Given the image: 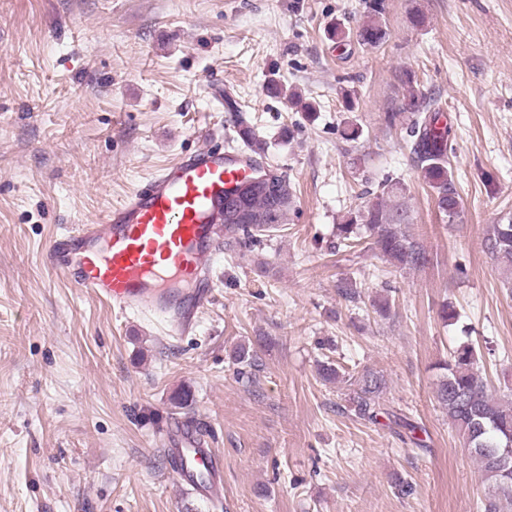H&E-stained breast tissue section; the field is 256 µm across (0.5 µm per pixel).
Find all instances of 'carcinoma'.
I'll use <instances>...</instances> for the list:
<instances>
[{"label":"carcinoma","instance_id":"1","mask_svg":"<svg viewBox=\"0 0 512 512\" xmlns=\"http://www.w3.org/2000/svg\"><path fill=\"white\" fill-rule=\"evenodd\" d=\"M370 20L358 31L364 46L378 47L388 38L380 21L384 0H364ZM406 94L402 111L412 114L409 132L412 153L423 178L436 195L439 212L452 223L459 214L456 188L448 170V125H440L442 113L421 100L414 87V76L403 73ZM238 139L251 150H265L255 130L241 120L237 124ZM394 190L382 191L376 200L337 225V237L346 247L361 240L379 251L397 269L421 268L429 263V255L406 231L408 212L394 201ZM293 203V188L286 176L277 174L268 186H256L224 199V228L227 237L241 239L248 246L263 241L266 232L285 225ZM490 249L497 266L512 272V221L492 225ZM234 360L241 365L239 374H248L256 366V358L246 346L236 348ZM436 393L447 410L459 441L477 461L482 478L492 489L483 504L484 512H508L512 509V470L500 468L490 449L499 452L512 443V404L496 398L477 369V353L469 343L460 344L448 360L440 365ZM354 411L361 417L374 419L378 413L382 379L365 371L354 378Z\"/></svg>","mask_w":512,"mask_h":512}]
</instances>
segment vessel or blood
<instances>
[{
	"instance_id": "1",
	"label": "vessel or blood",
	"mask_w": 512,
	"mask_h": 512,
	"mask_svg": "<svg viewBox=\"0 0 512 512\" xmlns=\"http://www.w3.org/2000/svg\"><path fill=\"white\" fill-rule=\"evenodd\" d=\"M252 159L209 146L181 157L101 220L55 239L50 264L113 310H152L169 335H187L213 298L205 266L224 236V192L249 175ZM168 444L176 477L203 498L223 499V464L204 436L178 422Z\"/></svg>"
}]
</instances>
